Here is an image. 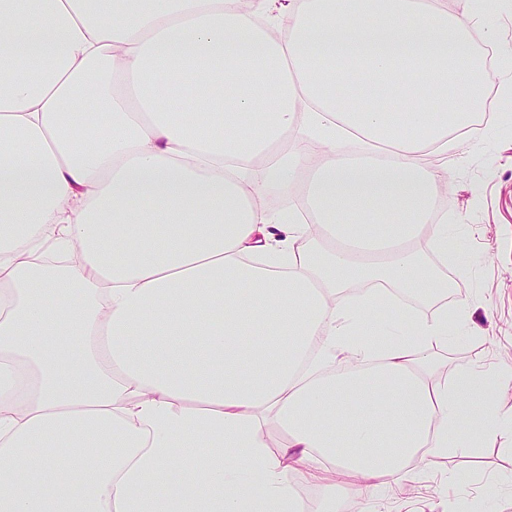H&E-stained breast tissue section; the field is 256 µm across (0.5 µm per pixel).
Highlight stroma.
Masks as SVG:
<instances>
[{
	"label": "stroma",
	"instance_id": "stroma-1",
	"mask_svg": "<svg viewBox=\"0 0 512 512\" xmlns=\"http://www.w3.org/2000/svg\"><path fill=\"white\" fill-rule=\"evenodd\" d=\"M493 38L481 44L490 75L474 123L458 150L448 154L445 204L449 225H464L451 244L443 272L454 285L449 302L471 305L469 334L449 346L444 377L478 367L512 365V101L498 85L512 78L504 68L512 55V0H496L490 15ZM468 472L471 481L453 487L443 472ZM475 504V512H512V437L500 436L483 448H457L440 470H420L389 485L371 502L347 503L344 512H448L449 503Z\"/></svg>",
	"mask_w": 512,
	"mask_h": 512
}]
</instances>
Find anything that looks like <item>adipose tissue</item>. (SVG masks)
Instances as JSON below:
<instances>
[{"label": "adipose tissue", "instance_id": "1", "mask_svg": "<svg viewBox=\"0 0 512 512\" xmlns=\"http://www.w3.org/2000/svg\"><path fill=\"white\" fill-rule=\"evenodd\" d=\"M1 19L0 512H300L293 473L341 512L512 428L511 366L447 382L436 356L470 307L439 272L437 160L481 99L483 14L0 0ZM346 133L372 152L339 154ZM272 192L301 200L273 213Z\"/></svg>", "mask_w": 512, "mask_h": 512}]
</instances>
